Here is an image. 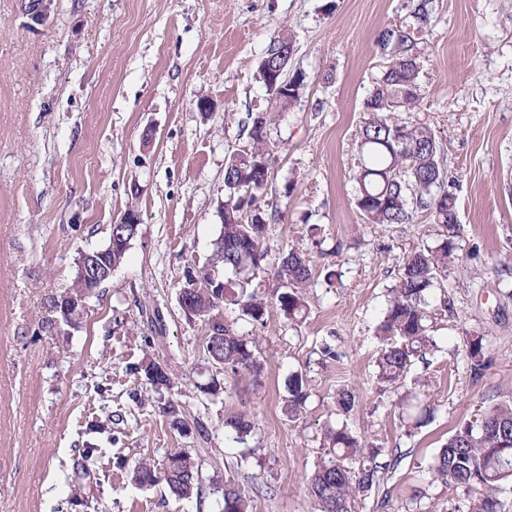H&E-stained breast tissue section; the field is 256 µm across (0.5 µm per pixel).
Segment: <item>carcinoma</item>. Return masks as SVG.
I'll return each instance as SVG.
<instances>
[{"label": "carcinoma", "instance_id": "cac0c4a2", "mask_svg": "<svg viewBox=\"0 0 512 512\" xmlns=\"http://www.w3.org/2000/svg\"><path fill=\"white\" fill-rule=\"evenodd\" d=\"M430 0H413L412 21L381 31L376 43L389 58L370 96L364 102L367 118L360 130V158L354 180L355 204L369 224H412L421 213L429 214L442 228L432 245L416 249L406 256L380 323L382 347L377 359L378 376L394 385L406 377L414 361L424 359L435 347L430 335L429 297L440 281L448 276L457 259L455 253L460 224L457 202L445 185L444 148L434 132L424 124L394 123L387 113L410 110L420 101L417 82L418 65L413 31L430 20ZM287 30L274 33L260 62V76L268 83V67L283 68L288 86L275 92L270 109L252 120L250 144L225 163L224 217L211 258L215 272L200 281L190 279L184 285L189 306L184 313L206 317L220 303L239 307L252 323H261L267 311L264 299L247 292L251 275L263 269L266 251L262 247L268 216L261 198L268 183L274 159L268 138L270 125L279 113L294 106L305 76L288 71L289 56L282 50L293 45ZM232 272L222 278L216 268ZM281 282L276 294L279 309L290 319L301 315L303 293L313 283L309 260L291 250L283 256L275 271ZM224 282L216 288L215 282ZM224 342L206 345L209 357L224 366V372L237 375L258 372L253 347L256 339L247 338L223 326ZM466 356L470 376L479 380L491 366L485 336L477 331L466 336ZM147 378L158 390L170 386L167 371L159 365L149 367ZM285 410L288 417L300 415L308 394L300 374L288 377ZM483 419H470L457 426L440 449L434 475L448 491L470 493L482 488L484 493L468 499L467 512H499L496 492L512 480V401H501L482 413ZM243 442L254 425L243 415L225 421ZM324 457L307 484L312 512H351L350 504L367 494L377 481V450L367 448L351 434L346 425L329 428L325 433ZM134 483L145 486L164 482L179 498H190L203 491L201 469L188 452L174 448L166 455L162 468L151 461H138L132 473ZM250 497L231 477L224 478L222 508L219 512H249Z\"/></svg>", "mask_w": 512, "mask_h": 512}]
</instances>
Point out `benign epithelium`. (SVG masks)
I'll return each instance as SVG.
<instances>
[{"mask_svg":"<svg viewBox=\"0 0 512 512\" xmlns=\"http://www.w3.org/2000/svg\"><path fill=\"white\" fill-rule=\"evenodd\" d=\"M139 225V217L126 214L119 223L113 225L115 231L112 232L109 247L104 250L85 251L82 253L80 275L86 290L83 296L67 303H62L63 308L67 309L69 315L72 316L84 310L86 299L112 275V269H110L107 260L108 253L116 245H128L129 238L137 234Z\"/></svg>","mask_w":512,"mask_h":512,"instance_id":"benign-epithelium-1","label":"benign epithelium"}]
</instances>
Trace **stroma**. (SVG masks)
Wrapping results in <instances>:
<instances>
[{
    "label": "stroma",
    "mask_w": 512,
    "mask_h": 512,
    "mask_svg": "<svg viewBox=\"0 0 512 512\" xmlns=\"http://www.w3.org/2000/svg\"><path fill=\"white\" fill-rule=\"evenodd\" d=\"M411 0H0V512H217L225 476L252 512H310L306 483L327 427L347 424L378 448L376 486L352 512H457L429 468L478 408L512 399V0H433L415 34L422 98L398 123L428 124L445 145L457 198V260L431 298L436 348L398 386L377 377V326L404 258L441 228L369 224L354 203L363 110L382 75L379 33ZM295 38L289 70L305 86L269 130L275 158L261 204L267 265L248 291L263 323L237 307L213 315L258 339L259 372L209 359L206 319L180 288L207 266L221 231L227 159L249 145L268 106L259 66L271 35ZM211 104L199 111V100ZM140 217L124 262L86 301L80 323L47 326L80 252L104 247L128 209ZM318 226L310 235L309 226ZM305 254L316 280L300 317L276 304L281 253ZM164 315L165 335L148 319ZM485 335L491 367L470 376L466 336ZM334 357H326L323 347ZM166 368L155 391L145 370ZM309 393L283 411L289 374ZM218 382L209 394V382ZM356 396L342 413L336 393ZM413 391L432 415L411 425ZM176 403L180 423L163 411ZM244 414L237 442L224 422ZM92 455H84L86 445ZM182 448L201 467V497L135 485L130 468Z\"/></svg>",
    "instance_id": "35a3bbf8"
}]
</instances>
